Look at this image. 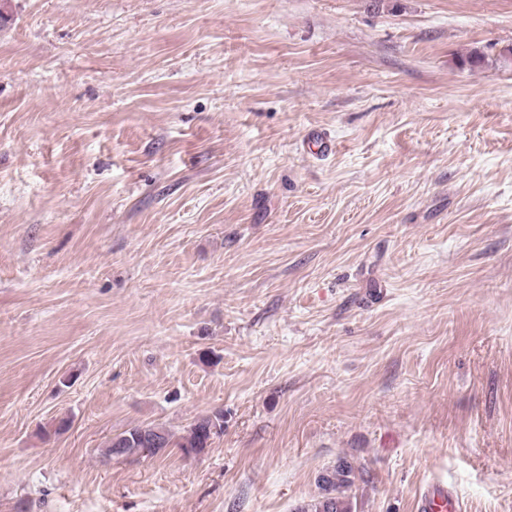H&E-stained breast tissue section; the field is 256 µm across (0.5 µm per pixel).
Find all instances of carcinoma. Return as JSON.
<instances>
[{
	"label": "carcinoma",
	"mask_w": 512,
	"mask_h": 512,
	"mask_svg": "<svg viewBox=\"0 0 512 512\" xmlns=\"http://www.w3.org/2000/svg\"><path fill=\"white\" fill-rule=\"evenodd\" d=\"M224 432V413L216 411L195 418L179 436L160 424L135 425L112 437L107 445L108 455L121 448L126 456H138L145 449L152 455L164 453L175 446L184 454L201 455L208 451L215 437ZM320 494L302 505L298 512H351V495L354 485L352 467L342 463L321 475Z\"/></svg>",
	"instance_id": "obj_1"
}]
</instances>
